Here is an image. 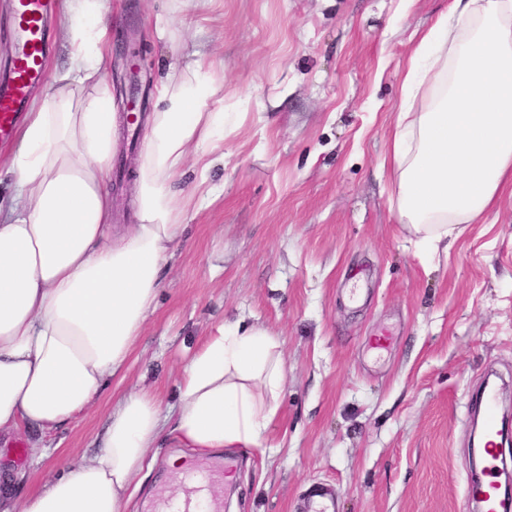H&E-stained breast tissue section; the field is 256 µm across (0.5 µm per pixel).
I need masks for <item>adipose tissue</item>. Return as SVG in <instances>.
Here are the masks:
<instances>
[{
	"instance_id": "adipose-tissue-1",
	"label": "adipose tissue",
	"mask_w": 512,
	"mask_h": 512,
	"mask_svg": "<svg viewBox=\"0 0 512 512\" xmlns=\"http://www.w3.org/2000/svg\"><path fill=\"white\" fill-rule=\"evenodd\" d=\"M109 0H61L66 45L13 152L16 201L0 212V431L76 420L123 377L213 154L242 115L198 59L157 89L135 162L137 221L112 224L120 130L108 49ZM426 111L411 115L416 98ZM390 163L400 221L426 253L493 209L512 182V0H452L411 52ZM285 368L277 339L235 322L183 367L174 413L141 390L112 407L98 452L26 499L20 512H125L150 448L262 447Z\"/></svg>"
}]
</instances>
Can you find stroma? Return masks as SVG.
Instances as JSON below:
<instances>
[{"label": "stroma", "instance_id": "obj_1", "mask_svg": "<svg viewBox=\"0 0 512 512\" xmlns=\"http://www.w3.org/2000/svg\"><path fill=\"white\" fill-rule=\"evenodd\" d=\"M450 0H111L105 71L144 59L152 88L201 56L244 113L210 171L222 195L190 213L123 380L77 421L0 435V492L26 499L72 456L92 455L125 394H178L187 358L244 321L280 343L285 383L263 448L203 456L153 449L127 512H158L181 487L173 454L201 472L233 465L227 512H302L314 483L339 512H461L474 471L469 394L487 372L512 418V184L485 220L427 259L396 210L389 154L407 59ZM172 35L156 36L158 26ZM123 130L113 221H134Z\"/></svg>", "mask_w": 512, "mask_h": 512}]
</instances>
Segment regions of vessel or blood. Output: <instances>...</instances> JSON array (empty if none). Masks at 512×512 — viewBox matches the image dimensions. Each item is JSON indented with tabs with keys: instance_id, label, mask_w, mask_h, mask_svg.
Returning a JSON list of instances; mask_svg holds the SVG:
<instances>
[{
	"instance_id": "obj_1",
	"label": "vessel or blood",
	"mask_w": 512,
	"mask_h": 512,
	"mask_svg": "<svg viewBox=\"0 0 512 512\" xmlns=\"http://www.w3.org/2000/svg\"><path fill=\"white\" fill-rule=\"evenodd\" d=\"M51 0H14L15 55L7 78L0 80V143L10 140L32 90L42 84L48 51L46 22ZM499 397L496 383L486 382L479 404L487 417L483 427L482 466L469 477V501L478 512H512V499L503 496L498 478L500 431L494 417Z\"/></svg>"
}]
</instances>
